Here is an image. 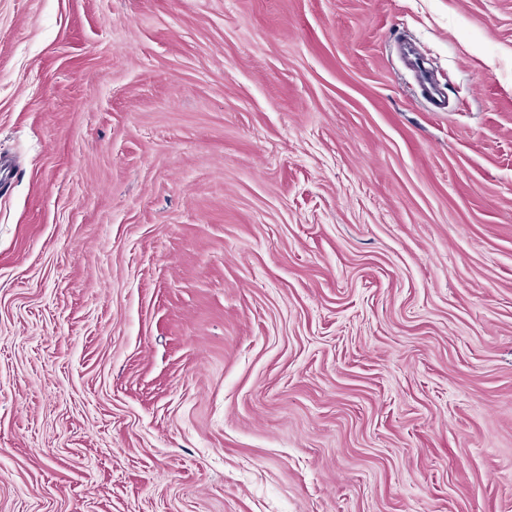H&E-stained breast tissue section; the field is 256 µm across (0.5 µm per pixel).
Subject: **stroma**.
<instances>
[{
	"label": "stroma",
	"mask_w": 512,
	"mask_h": 512,
	"mask_svg": "<svg viewBox=\"0 0 512 512\" xmlns=\"http://www.w3.org/2000/svg\"><path fill=\"white\" fill-rule=\"evenodd\" d=\"M0 512H512V0H0Z\"/></svg>",
	"instance_id": "1"
}]
</instances>
